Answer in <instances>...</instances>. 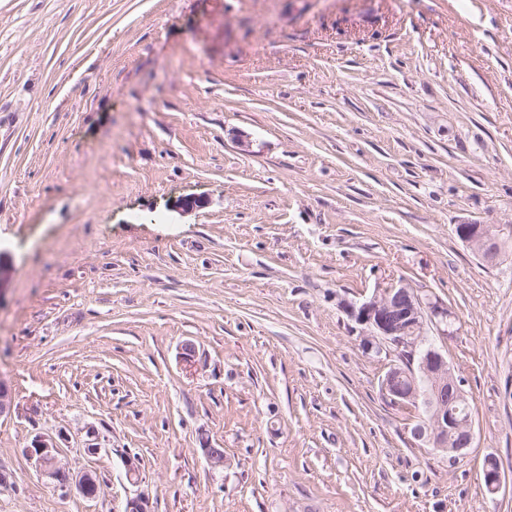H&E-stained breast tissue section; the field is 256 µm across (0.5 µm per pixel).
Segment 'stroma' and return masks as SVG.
<instances>
[{
	"instance_id": "35a3bbf8",
	"label": "stroma",
	"mask_w": 512,
	"mask_h": 512,
	"mask_svg": "<svg viewBox=\"0 0 512 512\" xmlns=\"http://www.w3.org/2000/svg\"><path fill=\"white\" fill-rule=\"evenodd\" d=\"M464 223L512 225V0H0V512H512V258ZM399 280L450 314L456 460L347 312ZM458 238L485 263L494 265L502 257L500 244L504 245V259L512 256V226L510 224L487 226L485 224H459L455 228ZM26 453L41 475L56 487L66 490L74 486L78 493L88 499L96 498L100 494L99 479L92 472H84L75 476V479L70 477L60 459L61 448L52 438L35 437Z\"/></svg>"
}]
</instances>
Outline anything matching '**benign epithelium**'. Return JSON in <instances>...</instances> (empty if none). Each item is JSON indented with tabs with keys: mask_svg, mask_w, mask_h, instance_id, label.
Wrapping results in <instances>:
<instances>
[{
	"mask_svg": "<svg viewBox=\"0 0 512 512\" xmlns=\"http://www.w3.org/2000/svg\"><path fill=\"white\" fill-rule=\"evenodd\" d=\"M458 238L485 263L494 265L502 257L500 244L512 236L509 224H459ZM349 316L362 329L364 350L386 352L397 358L380 379L383 396L393 405L408 407L425 403L428 418L412 430L416 440L436 451H450L454 456L466 454L470 439L461 437L450 449L449 434L459 429L456 403L464 393L448 361V351L437 347L428 330L441 338L448 335L442 325L448 323V309L419 295L408 284L392 283L359 304L347 306ZM14 395L7 380L0 377V418L12 414ZM36 469L62 490L75 488L82 496L93 499L100 494V482L91 472L70 477L60 459L61 448L51 439L35 437L26 449ZM484 474L487 489L497 492L505 481L493 460L486 461Z\"/></svg>",
	"mask_w": 512,
	"mask_h": 512,
	"instance_id": "benign-epithelium-1",
	"label": "benign epithelium"
}]
</instances>
